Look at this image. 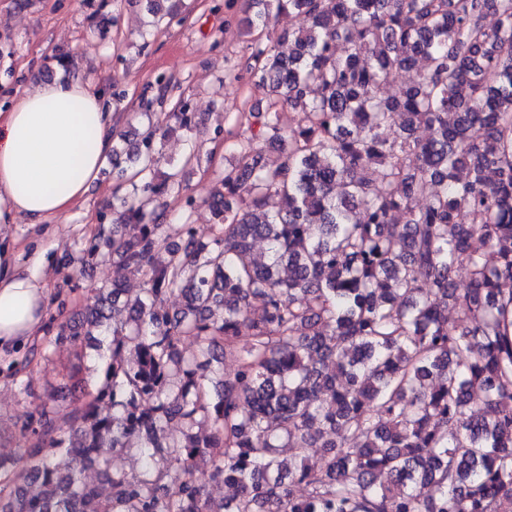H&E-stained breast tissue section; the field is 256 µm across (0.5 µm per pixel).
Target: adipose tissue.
Wrapping results in <instances>:
<instances>
[{
  "instance_id": "obj_1",
  "label": "adipose tissue",
  "mask_w": 512,
  "mask_h": 512,
  "mask_svg": "<svg viewBox=\"0 0 512 512\" xmlns=\"http://www.w3.org/2000/svg\"><path fill=\"white\" fill-rule=\"evenodd\" d=\"M29 81L0 111V225L17 216L39 224L67 214L98 179L117 131L109 99L81 80ZM42 267L37 252L27 271H12L0 250V347L44 328Z\"/></svg>"
}]
</instances>
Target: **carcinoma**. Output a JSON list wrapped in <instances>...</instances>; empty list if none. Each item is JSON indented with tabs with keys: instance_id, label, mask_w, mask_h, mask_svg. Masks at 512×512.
Segmentation results:
<instances>
[{
	"instance_id": "carcinoma-1",
	"label": "carcinoma",
	"mask_w": 512,
	"mask_h": 512,
	"mask_svg": "<svg viewBox=\"0 0 512 512\" xmlns=\"http://www.w3.org/2000/svg\"><path fill=\"white\" fill-rule=\"evenodd\" d=\"M241 12L267 107L224 128L216 222L170 240L165 197L194 154L158 182L163 120L133 149L116 135L112 173L132 193L84 254L143 272V288L114 280L79 324H49L95 381L66 405L45 390L0 460V512H512V0ZM283 12L306 24L276 31ZM131 452L138 471L112 467ZM202 466L232 499L211 498Z\"/></svg>"
}]
</instances>
